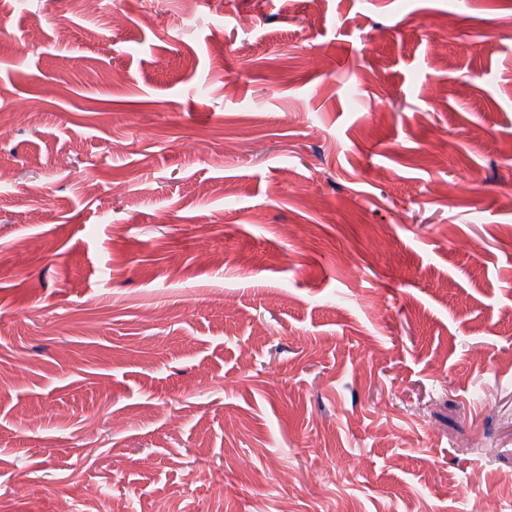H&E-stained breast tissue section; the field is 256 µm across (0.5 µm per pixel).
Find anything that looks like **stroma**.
<instances>
[{
  "label": "stroma",
  "instance_id": "obj_1",
  "mask_svg": "<svg viewBox=\"0 0 512 512\" xmlns=\"http://www.w3.org/2000/svg\"><path fill=\"white\" fill-rule=\"evenodd\" d=\"M131 8L0 5V505L482 512L512 0Z\"/></svg>",
  "mask_w": 512,
  "mask_h": 512
}]
</instances>
